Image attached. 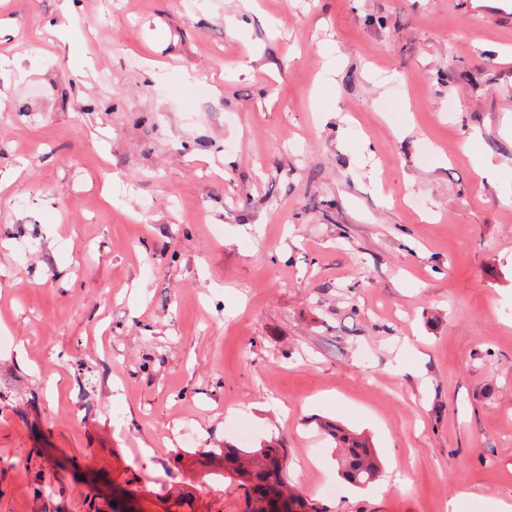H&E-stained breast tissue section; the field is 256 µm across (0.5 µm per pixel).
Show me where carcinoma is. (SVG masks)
<instances>
[{
	"label": "carcinoma",
	"instance_id": "1",
	"mask_svg": "<svg viewBox=\"0 0 512 512\" xmlns=\"http://www.w3.org/2000/svg\"><path fill=\"white\" fill-rule=\"evenodd\" d=\"M340 449L341 476L362 487L379 473V458L365 441L331 422L321 423ZM224 459V478L243 490L245 512H330L318 500L308 498L288 482V448L283 439L259 448L226 445L207 451Z\"/></svg>",
	"mask_w": 512,
	"mask_h": 512
}]
</instances>
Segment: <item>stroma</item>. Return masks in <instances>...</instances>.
Listing matches in <instances>:
<instances>
[{"mask_svg": "<svg viewBox=\"0 0 512 512\" xmlns=\"http://www.w3.org/2000/svg\"><path fill=\"white\" fill-rule=\"evenodd\" d=\"M6 169L0 512L317 499L319 417L333 512L512 499V0H0ZM321 427L335 441L336 448L340 449L341 476L349 482L345 481V492L347 494L360 492L362 489L359 487L370 483L379 473L378 456L365 441L348 433L342 427L331 422H321ZM204 453L222 456L224 479L236 482L243 490L245 512H330L289 484L284 439L271 440L260 448L224 445V450L213 448Z\"/></svg>", "mask_w": 512, "mask_h": 512, "instance_id": "35a3bbf8", "label": "stroma"}]
</instances>
